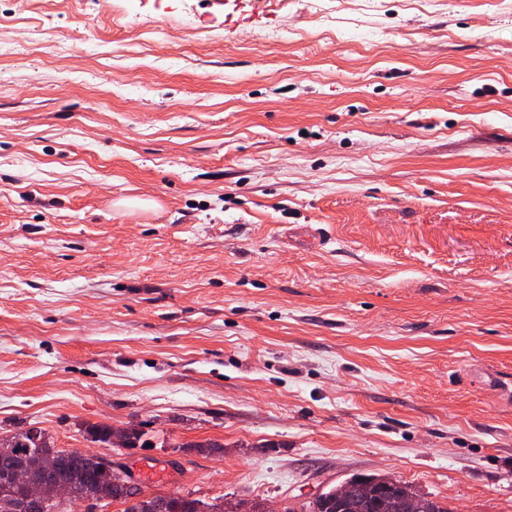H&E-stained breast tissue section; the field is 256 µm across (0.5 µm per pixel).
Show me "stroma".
I'll return each instance as SVG.
<instances>
[{
    "label": "stroma",
    "instance_id": "35a3bbf8",
    "mask_svg": "<svg viewBox=\"0 0 512 512\" xmlns=\"http://www.w3.org/2000/svg\"><path fill=\"white\" fill-rule=\"evenodd\" d=\"M509 384L512 0H0V436L512 512Z\"/></svg>",
    "mask_w": 512,
    "mask_h": 512
}]
</instances>
